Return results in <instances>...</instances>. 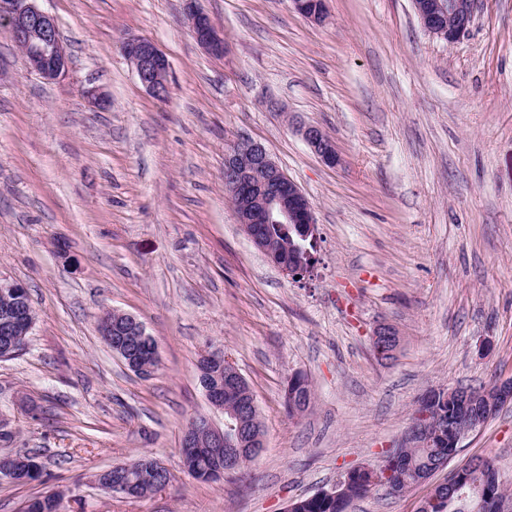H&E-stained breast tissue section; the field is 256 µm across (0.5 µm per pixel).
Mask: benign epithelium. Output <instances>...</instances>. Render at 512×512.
Listing matches in <instances>:
<instances>
[{
	"mask_svg": "<svg viewBox=\"0 0 512 512\" xmlns=\"http://www.w3.org/2000/svg\"><path fill=\"white\" fill-rule=\"evenodd\" d=\"M185 19L196 41L212 56L221 58L226 52L224 35L214 26L208 14L199 9L196 0H184ZM294 9L313 22L325 18V6L309 8L305 0H291ZM415 13L423 27L432 35L452 43L464 37L474 19L476 0H412ZM0 24L6 26L12 40L27 55L30 68L42 79L53 82L69 72V56L57 35L55 18L36 6V0H0ZM122 55L133 66L140 83L154 96L163 98L169 89L170 64L166 55L152 41L138 36H128L120 43ZM299 131L306 144L328 166L340 162L332 140L321 126L303 124ZM224 184L226 193L244 233L255 246L291 278H296L309 249L303 253L282 252L273 248L265 236L268 224H296L300 237L316 242V220L313 206L261 142L249 137H239L224 150ZM27 290L19 283L0 277V301L4 313L0 316V334L27 336L34 322L32 307L25 301ZM102 336L115 334L120 337L112 346L118 357H127V363L138 367L131 358L144 344H152L153 336L135 315L123 311L104 314L99 320ZM204 367L197 368L199 384L205 398L215 410L224 414V426L216 425L203 415L193 421L181 442L182 467L190 473L196 469L201 456L210 457L217 473L239 470L247 458L256 455L262 447V430L248 425L246 417L255 406L252 390L237 365L227 356L216 357L211 353L202 356ZM236 392L245 398L239 411L224 409V393ZM455 403L451 417L452 444L457 446L484 423L485 411L494 405L512 401V381L499 380L488 393L460 392L455 389H434L422 400V411L411 421L405 432V443L418 437L435 439L443 437L439 431H430L429 424L436 404ZM137 463H115L106 472L94 476L93 484L110 495L130 497L127 477ZM369 475L370 481L381 484L394 494L396 490L387 482L390 471L377 465L355 466L329 491L320 493L341 504L348 494L350 479Z\"/></svg>",
	"mask_w": 512,
	"mask_h": 512,
	"instance_id": "benign-epithelium-1",
	"label": "benign epithelium"
}]
</instances>
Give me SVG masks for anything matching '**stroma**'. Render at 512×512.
Here are the masks:
<instances>
[{
    "mask_svg": "<svg viewBox=\"0 0 512 512\" xmlns=\"http://www.w3.org/2000/svg\"><path fill=\"white\" fill-rule=\"evenodd\" d=\"M57 21L66 78L33 72L0 26V276L36 320L0 359V454L30 451L40 481L0 479V512L62 490V512H282L396 447L431 390L512 378V0H477L467 36L429 34L412 0H326L319 24L290 0H200L228 54L191 36L181 0H37ZM152 40L170 65L157 98L119 50ZM107 99L96 108L85 96ZM323 127L330 167L298 124ZM264 143L309 197L316 261L300 281L259 251L224 189V149ZM133 313L159 367L133 372L97 318ZM396 328L394 359L371 345ZM222 349L264 425L233 477L184 472L189 419L211 411L196 365ZM314 399L289 416L284 388ZM149 454L169 484L143 499L91 483ZM512 486V404L467 437ZM430 484L375 491L348 512H416Z\"/></svg>",
    "mask_w": 512,
    "mask_h": 512,
    "instance_id": "obj_1",
    "label": "stroma"
}]
</instances>
